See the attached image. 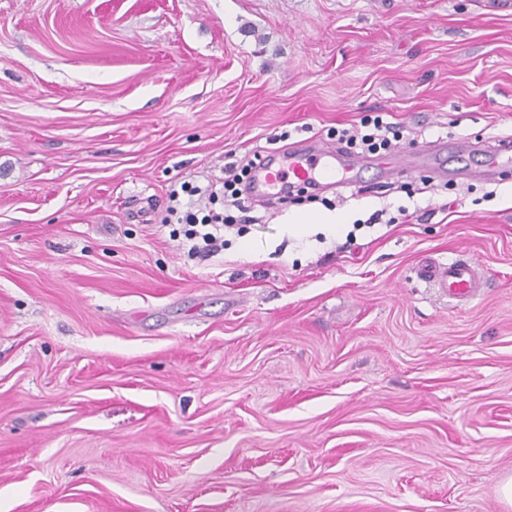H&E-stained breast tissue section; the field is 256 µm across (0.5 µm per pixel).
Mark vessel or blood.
Here are the masks:
<instances>
[{
  "instance_id": "vessel-or-blood-1",
  "label": "vessel or blood",
  "mask_w": 512,
  "mask_h": 512,
  "mask_svg": "<svg viewBox=\"0 0 512 512\" xmlns=\"http://www.w3.org/2000/svg\"><path fill=\"white\" fill-rule=\"evenodd\" d=\"M450 154L457 167L456 175L465 180L481 179L488 174L512 167V136H501L486 142L482 149L468 150L456 143L423 144L420 148L400 152L389 160L393 170H408L418 161H440L442 154ZM361 168L351 157L340 154L335 144L317 141L307 149L276 153L258 164L253 176V193L257 196H283L288 181L340 182L358 186L362 183ZM420 279L446 292L449 299L460 301L480 296L486 286L485 275L479 264L462 252L435 261L421 270Z\"/></svg>"
}]
</instances>
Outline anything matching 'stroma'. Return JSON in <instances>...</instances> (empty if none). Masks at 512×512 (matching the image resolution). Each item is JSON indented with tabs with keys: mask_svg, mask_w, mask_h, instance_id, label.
Returning <instances> with one entry per match:
<instances>
[{
	"mask_svg": "<svg viewBox=\"0 0 512 512\" xmlns=\"http://www.w3.org/2000/svg\"><path fill=\"white\" fill-rule=\"evenodd\" d=\"M372 110L419 145L512 135V11L0 0L7 512H512V174L256 201L209 258L160 222ZM452 250L489 281L463 307L415 274ZM289 224L298 226L307 224H322L330 230H335L337 224H345L346 217L338 213H314V212H295L288 217Z\"/></svg>",
	"mask_w": 512,
	"mask_h": 512,
	"instance_id": "obj_1",
	"label": "stroma"
}]
</instances>
